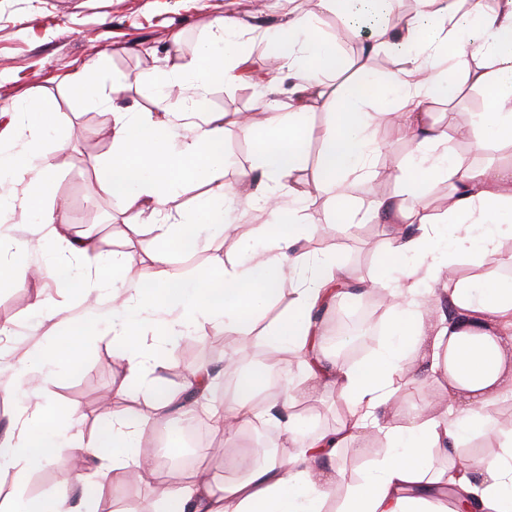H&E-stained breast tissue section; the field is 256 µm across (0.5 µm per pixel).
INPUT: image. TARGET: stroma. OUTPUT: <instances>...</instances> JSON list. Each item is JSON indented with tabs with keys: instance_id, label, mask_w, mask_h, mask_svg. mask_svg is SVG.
Returning a JSON list of instances; mask_svg holds the SVG:
<instances>
[{
	"instance_id": "35a3bbf8",
	"label": "stroma",
	"mask_w": 512,
	"mask_h": 512,
	"mask_svg": "<svg viewBox=\"0 0 512 512\" xmlns=\"http://www.w3.org/2000/svg\"><path fill=\"white\" fill-rule=\"evenodd\" d=\"M231 15L247 28L273 32L287 18L278 0H264L254 7L253 0H0V113L22 111L29 99H42L53 117V125L40 140L41 151L50 153L56 176L46 202L64 205L70 236L94 233L105 249L123 253L126 271L141 279L150 278L147 244L133 230L136 216L125 212L118 198L101 195L97 189L100 167L112 156V140L105 131L112 124L113 107L149 112L154 108L150 86L142 75L169 67L172 57L188 62L195 59L210 41L211 21ZM337 16L325 11L317 25L335 42L344 65L365 64L377 80H385L401 66L400 58L380 51L367 54L377 27L370 21L359 22L348 39L337 34ZM102 52L107 66L95 81L99 90L97 101L74 98L64 81L65 75L94 52ZM252 67L259 75L258 83H213L200 110L239 114L253 111L261 97L289 102V84L283 80L280 66L274 65L273 52L264 43L252 47ZM129 75L130 81L120 96L112 94V76ZM484 98L480 90L464 87L453 108L438 105L433 109L438 123L444 124L456 151L475 165H497L512 162V146L501 140L488 139L484 150L475 151L473 116L482 111ZM331 120L328 110L317 108L308 115L305 131V152L296 171L297 183L309 187L310 198L299 214L304 224H328L334 215L313 185L321 137ZM267 131L263 121H256L253 136H243L231 124L224 127V149L238 152L235 167L225 169V181H235L240 170L254 161L256 151ZM65 139V150H56L58 139ZM376 138L384 145L372 159V174L349 189L355 206H367L378 196L404 194V187L395 180L397 167L413 157L414 145L392 124L376 129ZM225 223L238 229L236 239H225L219 232L205 227L201 236L203 247L194 258L174 253L170 269L180 274L188 271H220L237 261L240 246L262 249L267 240L261 229L267 217L258 210L232 207L224 212ZM9 234L24 241L25 248L17 254L0 256V262L23 265L30 269L53 268L54 250L43 241V232L35 222L21 221L9 210L0 211V234ZM310 253L336 255L358 277L369 279L385 275L388 281L400 278V265L384 267L387 256V235L382 224L367 221L352 226L347 232L331 236L324 246L315 241L304 242ZM91 277L82 258L70 260V277L66 286H58L49 278L31 284L0 287V326L8 328L0 335V429L14 422L21 408L35 409L37 397L6 395L17 373L37 363L42 355L72 336L80 342L73 350V359L58 368L51 390V400L59 409L75 408L81 413L77 429L84 440H92L98 425L105 420L104 410L97 405L100 391H112L125 384L124 368L119 360L120 347L112 336V291L120 280L97 284L86 291ZM385 290L362 297H339L337 305L328 306L320 320L321 327L335 323L337 310L366 307L379 311L372 334L370 355H377L387 340V328L395 312L386 305ZM42 300L58 309L55 318H47L35 305ZM218 332L208 321L194 325L188 338L195 349V362L210 366L218 378H225L224 357L234 351L233 345L218 347ZM448 397L436 385L407 384L397 408L379 413V431L368 440H358L344 448L337 460L345 482L362 478L372 462L385 451V426L401 424L405 411L422 412L433 408L442 412ZM295 416L309 432L336 428L344 418L341 402L328 388L308 390L295 403ZM253 451V442L245 429H238L234 441H225L222 433L207 430L200 448L198 468L211 471L216 483L224 481V461ZM185 474L163 471L154 480H135L132 470L113 468L108 460L90 461L84 485H77L71 467L46 466L32 471L24 485L28 498H42L71 490L82 512H131L135 505L159 502L171 487L188 483Z\"/></svg>"
}]
</instances>
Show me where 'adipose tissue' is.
Instances as JSON below:
<instances>
[{"label": "adipose tissue", "mask_w": 512, "mask_h": 512, "mask_svg": "<svg viewBox=\"0 0 512 512\" xmlns=\"http://www.w3.org/2000/svg\"><path fill=\"white\" fill-rule=\"evenodd\" d=\"M351 8L352 0H315L313 11L294 13L284 29L261 38L225 16L214 24L223 51L204 50L198 61L160 73L154 111L112 115V158L104 164L97 188L102 195L120 198L126 209L149 214L151 222L144 230L154 242L147 283L125 277L121 257L105 253L98 239L88 237L74 247L97 281L123 280L112 302L125 317L113 323L112 334L121 344L126 384L113 392V399L122 398L128 385L138 384L150 391L156 419L190 408L189 393L209 395L217 377L209 366L200 365L190 370L183 386L164 387L159 372L165 356L157 341L185 335L204 318L250 345L255 314L288 293L293 300L286 324L264 338L270 359L262 371L240 377L223 410L213 413L215 427L251 420L250 396L265 373L282 370L287 352L307 366L309 378L334 388L346 411L345 421L329 433L309 435L298 422H289L288 434L297 447L293 463L274 457L261 465L248 460L226 465L223 485L201 476L172 490L150 512H327L341 479L334 466L338 453L364 437L378 409L393 406L410 354L428 364L434 383L447 390L450 412L388 428L386 451L366 476L347 486L336 512H459L460 499L469 502V512H512V427L482 413L512 391V289L480 288L475 277L440 274L445 265L478 268L489 259L499 267L512 265V251L502 248L503 240L512 238V225L502 220L512 213V165L473 167L452 149L445 127L431 120L434 103L452 99L468 83L486 97L484 111L474 116L476 130L512 142V0H498L491 10L472 0L463 18L456 17L452 0H420L418 15L396 33L406 47L401 68L381 85L362 75L337 98L330 86L340 59L333 43L318 31L316 17L322 10L345 15ZM259 38L280 59L294 101L286 106L259 103L269 137L256 154L255 166L266 179L264 192L256 197L245 188L249 174H242L238 187L224 180L226 114L186 109L181 101L203 98L219 76L243 81L247 46ZM316 107L333 110L316 174L335 214L332 224L323 227L297 222L306 194L291 181L303 157L307 115ZM393 119L416 140L411 162L395 175L408 196L372 199L369 213L392 224L388 254L405 264L402 284L391 291L396 320L388 330V344L367 365H328L313 315L339 287L356 278L338 268L335 255L313 257L296 245L324 231L350 228L353 212L346 188L368 175L370 157L381 148L374 129ZM0 169L10 174L9 180L0 181V199L20 215L38 213L46 241L61 244L66 213L43 205L54 182L50 156L27 145L1 154ZM197 180L208 186L199 202L208 223H223L225 206L260 203L269 217L264 228L271 239L267 254L246 247L223 271L170 275L172 254L197 247L199 236L194 218L168 223L165 205L179 187ZM436 180L447 181L451 194L447 210L435 222L425 215L421 198ZM423 283L429 284L428 293H421ZM427 294L448 300L452 317L431 321L422 309ZM72 351V346H57L39 367L20 375V390L36 393L41 403L33 422L21 421L0 432V469L13 470L16 484L15 491L0 496V512H76L69 494L35 499L19 491L31 471L70 463L83 445L81 435L59 426L63 420L75 423L77 410L59 414L50 400L55 369ZM148 427L143 418L113 408L98 428L95 457H111L113 467H133L142 479H154L155 466L136 453ZM475 430L494 437L500 451L458 466L456 450ZM438 449L450 458L447 471L424 465Z\"/></svg>", "instance_id": "adipose-tissue-1"}]
</instances>
